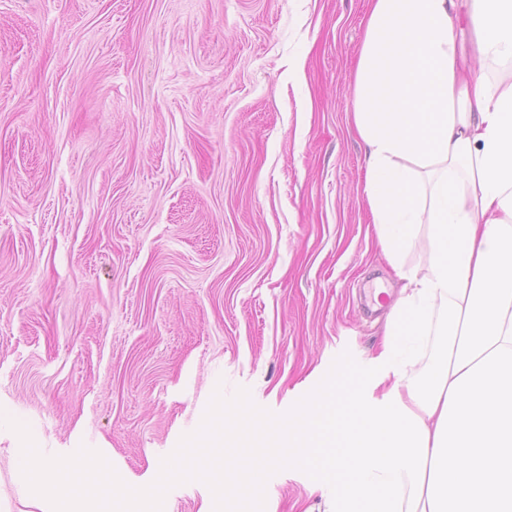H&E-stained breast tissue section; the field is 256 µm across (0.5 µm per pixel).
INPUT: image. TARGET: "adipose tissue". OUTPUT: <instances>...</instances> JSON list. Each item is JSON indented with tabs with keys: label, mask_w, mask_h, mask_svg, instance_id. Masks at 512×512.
<instances>
[{
	"label": "adipose tissue",
	"mask_w": 512,
	"mask_h": 512,
	"mask_svg": "<svg viewBox=\"0 0 512 512\" xmlns=\"http://www.w3.org/2000/svg\"><path fill=\"white\" fill-rule=\"evenodd\" d=\"M512 0H372L353 121L364 194L404 286L376 383L306 413V456L337 472L335 512H512ZM425 227L426 273L400 254Z\"/></svg>",
	"instance_id": "adipose-tissue-1"
}]
</instances>
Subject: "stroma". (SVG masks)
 Returning <instances> with one entry per match:
<instances>
[{"instance_id": "35a3bbf8", "label": "stroma", "mask_w": 512, "mask_h": 512, "mask_svg": "<svg viewBox=\"0 0 512 512\" xmlns=\"http://www.w3.org/2000/svg\"><path fill=\"white\" fill-rule=\"evenodd\" d=\"M369 0H0V410L153 477L214 391L376 364L402 281L352 120ZM305 62V79L289 69ZM265 512H329L297 469ZM0 425V512H38Z\"/></svg>"}]
</instances>
